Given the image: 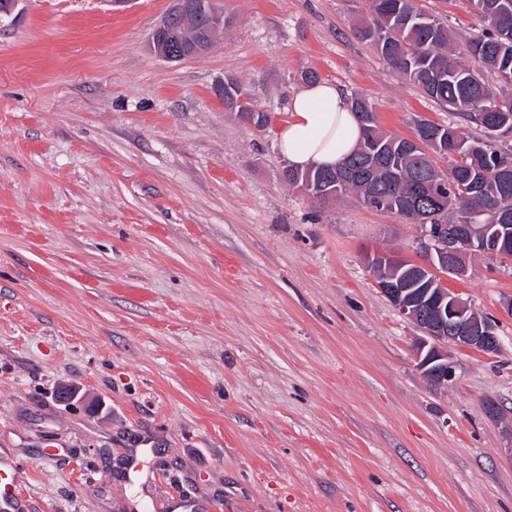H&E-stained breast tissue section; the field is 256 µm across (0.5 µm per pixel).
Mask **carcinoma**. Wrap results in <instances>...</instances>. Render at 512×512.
<instances>
[{
	"label": "carcinoma",
	"instance_id": "cac0c4a2",
	"mask_svg": "<svg viewBox=\"0 0 512 512\" xmlns=\"http://www.w3.org/2000/svg\"><path fill=\"white\" fill-rule=\"evenodd\" d=\"M485 28L468 42L470 55L492 73L500 91L448 56V25L419 9L414 0H372L371 17L356 28L400 75L448 111L486 125V117L512 122V0H471ZM357 149L336 168L292 174L288 184L326 203L349 193L362 204L399 215L414 224L494 223L499 210L512 212V183H502L501 166L512 167V153L496 147L489 134L475 138L448 122L461 144L450 170L431 159L438 152L421 141L378 127L377 117L361 124Z\"/></svg>",
	"mask_w": 512,
	"mask_h": 512
}]
</instances>
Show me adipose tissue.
<instances>
[{
    "label": "adipose tissue",
    "instance_id": "adipose-tissue-1",
    "mask_svg": "<svg viewBox=\"0 0 512 512\" xmlns=\"http://www.w3.org/2000/svg\"><path fill=\"white\" fill-rule=\"evenodd\" d=\"M361 136L346 95L332 83L317 81L293 96L278 143L290 165L305 170L340 165Z\"/></svg>",
    "mask_w": 512,
    "mask_h": 512
}]
</instances>
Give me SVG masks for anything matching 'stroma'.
<instances>
[{"mask_svg":"<svg viewBox=\"0 0 512 512\" xmlns=\"http://www.w3.org/2000/svg\"><path fill=\"white\" fill-rule=\"evenodd\" d=\"M416 3L480 70L470 0ZM170 4L0 19V453L29 512H512V258L449 280L501 348L434 385L368 266L419 259V225L289 186L277 143L306 70L405 137L451 113L353 35L371 0H215L223 39L180 61L149 47Z\"/></svg>","mask_w":512,"mask_h":512,"instance_id":"35a3bbf8","label":"stroma"}]
</instances>
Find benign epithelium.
Wrapping results in <instances>:
<instances>
[{
	"instance_id": "1",
	"label": "benign epithelium",
	"mask_w": 512,
	"mask_h": 512,
	"mask_svg": "<svg viewBox=\"0 0 512 512\" xmlns=\"http://www.w3.org/2000/svg\"><path fill=\"white\" fill-rule=\"evenodd\" d=\"M201 13L208 15L210 21L197 30L186 47L176 46L184 26L197 23ZM224 24V13L215 9L213 0H173L152 34L151 49L169 61L203 55L223 39ZM491 228L490 224H423L422 260L387 255V265L374 269L380 292L421 332L414 342V360L435 385L446 386L455 378L447 344L489 356L499 351L500 340L494 326L448 288V279L460 278L464 273L456 258L472 253L476 242Z\"/></svg>"
}]
</instances>
